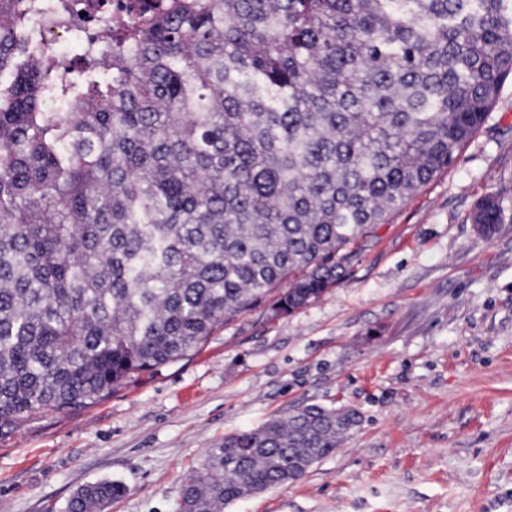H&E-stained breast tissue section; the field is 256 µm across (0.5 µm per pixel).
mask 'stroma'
Returning <instances> with one entry per match:
<instances>
[{
    "mask_svg": "<svg viewBox=\"0 0 512 512\" xmlns=\"http://www.w3.org/2000/svg\"><path fill=\"white\" fill-rule=\"evenodd\" d=\"M487 195L505 208L488 239L472 220ZM312 403L361 422L301 480L226 512H512V80L347 281L0 437V512H59L101 479L126 487L107 512H176L207 448Z\"/></svg>",
    "mask_w": 512,
    "mask_h": 512,
    "instance_id": "35a3bbf8",
    "label": "stroma"
}]
</instances>
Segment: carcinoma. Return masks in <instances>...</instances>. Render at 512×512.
<instances>
[{"label":"carcinoma","mask_w":512,"mask_h":512,"mask_svg":"<svg viewBox=\"0 0 512 512\" xmlns=\"http://www.w3.org/2000/svg\"><path fill=\"white\" fill-rule=\"evenodd\" d=\"M36 12L0 0V433L346 280L512 80V0H164L105 18L73 64ZM503 220L480 201L484 236ZM349 419L311 404L224 436L179 512L288 484ZM125 492L93 482L62 512Z\"/></svg>","instance_id":"1"}]
</instances>
